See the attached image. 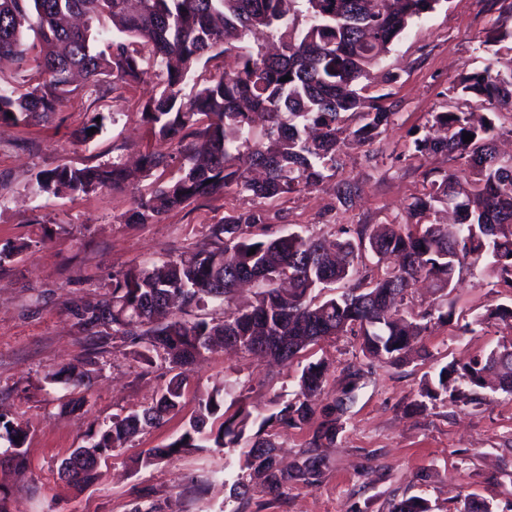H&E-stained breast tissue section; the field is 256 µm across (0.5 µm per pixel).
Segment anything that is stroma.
<instances>
[{
  "instance_id": "obj_1",
  "label": "stroma",
  "mask_w": 512,
  "mask_h": 512,
  "mask_svg": "<svg viewBox=\"0 0 512 512\" xmlns=\"http://www.w3.org/2000/svg\"><path fill=\"white\" fill-rule=\"evenodd\" d=\"M512 31V0H445L413 22L374 70L379 92L395 114L372 140L344 148L334 176L319 186L274 200L255 199L229 187L171 210L160 219L130 224L126 215L138 193L152 188L157 172H137L121 186L79 196L35 194L39 172L61 164L81 167L117 158L135 162L146 151H168L151 131L139 104L151 90L132 84L99 99L84 88L63 97L47 121L0 122V248L19 255L0 269V412L28 432L27 465L0 466V487L10 492L12 512H132L148 491L159 512H388L391 502L427 501L431 512H458L464 498L512 512V395L487 394L466 407L425 390L448 362L464 364L512 340V328L490 318L512 302V288L498 282L487 261L464 272L452 293L424 286L409 289L407 304L452 310L451 321H432L415 350L397 365L364 356L361 339L322 340L287 367L221 347L185 369L179 411L157 429L136 435L101 461V477L79 489L58 475V466L85 444L89 428L124 417L153 402L169 380L164 363L148 367L128 348L106 347L102 372L87 387L66 388L46 380L58 364H80L84 335L69 312L78 298L99 294L112 274L179 257L198 244L207 225L224 215L263 210L266 223L247 236L273 239L287 230L328 239L353 237L357 225L386 224L403 216L424 191L425 166L456 171L438 155L420 165L415 139L428 131L435 112H481L479 101L453 95L464 72L512 58V41L487 43L489 32ZM397 80L382 82L384 73ZM106 117L101 135L81 144L73 133L94 114ZM361 186L352 205L336 201L338 180ZM323 363L325 384L315 413L300 427L267 429L285 464L306 448L325 409L356 382L355 399L326 464L311 487H290L275 498L246 466L248 443L201 448L162 463L130 470L131 458L176 438L196 414L200 395L217 384H234L254 418L278 412L294 398L302 369ZM86 399L81 416L65 413L69 399ZM249 487L231 497L236 481Z\"/></svg>"
}]
</instances>
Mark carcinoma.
Listing matches in <instances>:
<instances>
[{"label": "carcinoma", "instance_id": "obj_1", "mask_svg": "<svg viewBox=\"0 0 512 512\" xmlns=\"http://www.w3.org/2000/svg\"><path fill=\"white\" fill-rule=\"evenodd\" d=\"M442 0H0V58L31 62L35 84L0 85V122L26 123L56 112L60 97L71 92L72 76L84 75L90 93L101 99L151 76L159 78L142 100L140 112L154 134L175 141L182 155L179 174L140 195L126 221L144 224L190 201L229 185L258 199H273L312 188L336 169L343 148L366 142L394 116L389 94L375 95L372 70L414 21L431 13ZM108 20L110 28L92 27ZM34 33L24 41V30ZM266 31L278 41L276 51L251 50L242 42ZM241 42L235 66L203 79L190 97L182 94L199 65L231 51L229 39ZM108 51L96 50L99 40ZM288 81H280L284 76ZM458 96L486 104L479 122L469 112H436L431 127L440 135L414 141L415 156L444 154L461 162L457 172L430 168L425 193L408 204L403 218L389 224H361L357 241L326 246L320 239L288 232L275 239L244 236L243 225L262 224L260 209L224 217L208 225L204 241L175 260L130 268L112 275L105 292L81 299L70 308L90 341L83 368L59 366L45 378L72 387L102 370L100 349L109 343L131 347L130 354L150 366L158 357L174 375L155 401L139 411L88 434L74 449L80 471L59 470L78 488L100 476L97 461L121 448L136 434L161 426L179 409L184 378L178 369L224 339L250 354L266 355L288 366L310 346L328 337L351 333L361 337L364 355L389 364L406 359L434 319H449L432 305L409 315L404 300L413 284L430 282L453 291L470 255L485 251L496 277L512 288V158L495 150V122L500 111L512 112V57L499 65L460 75L452 85ZM94 133H89L90 128ZM103 122L91 119L74 133L82 143L96 139ZM474 135L464 142L463 134ZM145 170L169 166L168 156L149 152ZM126 177L120 163L82 167L67 164L36 177L39 194H86L120 185ZM356 183L341 181L336 199L352 203ZM452 209L455 221L433 219ZM255 254H250V249ZM379 255V265L363 256ZM259 287L254 300L234 304L241 282ZM349 283L337 296L319 300L313 291L322 282ZM217 303L222 316L204 313ZM473 359L459 367L449 363L438 373L426 396L441 393L464 406L479 399L473 378L481 364ZM468 380L469 389L453 386ZM324 366L310 363L302 371L294 401L263 420L283 429L296 428L314 413L311 399L322 391ZM493 393L512 394V359L501 363ZM229 395L226 384L203 393L197 415L173 441L149 449L132 461L136 469L155 465L198 448L239 445L251 413ZM353 390L325 413L310 442L332 444L343 428L341 418ZM233 413H228L229 409ZM27 431L0 413V462L26 467ZM249 466L263 477L268 494L281 497L292 484L312 485L321 459L305 458L295 472L279 468L277 446L256 431L250 438ZM390 512H429L426 501L411 497L391 505Z\"/></svg>", "mask_w": 512, "mask_h": 512}]
</instances>
